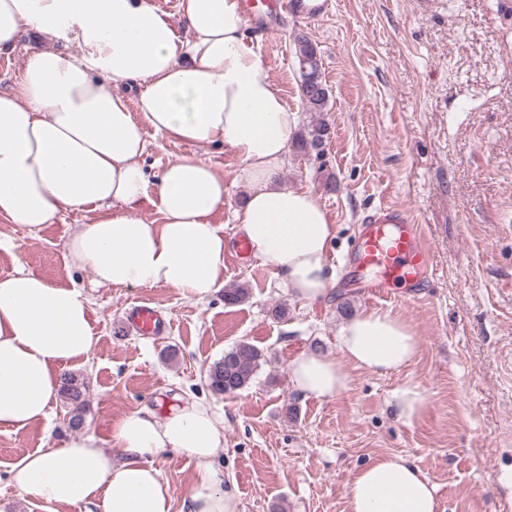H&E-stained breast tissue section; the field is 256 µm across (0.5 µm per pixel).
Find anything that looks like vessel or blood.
Instances as JSON below:
<instances>
[{
	"label": "vessel or blood",
	"instance_id": "vessel-or-blood-1",
	"mask_svg": "<svg viewBox=\"0 0 512 512\" xmlns=\"http://www.w3.org/2000/svg\"><path fill=\"white\" fill-rule=\"evenodd\" d=\"M331 10V0H244L243 19L248 24L268 28L282 14L318 20ZM348 263L372 271V278L363 285L367 296L390 298L392 285L401 282L417 298L429 286L432 256L411 210L393 204L379 206L366 216ZM164 324L160 311L148 305L132 307L126 317L128 329L140 335L156 334Z\"/></svg>",
	"mask_w": 512,
	"mask_h": 512
}]
</instances>
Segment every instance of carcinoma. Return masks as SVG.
<instances>
[{
  "instance_id": "1",
  "label": "carcinoma",
  "mask_w": 512,
  "mask_h": 512,
  "mask_svg": "<svg viewBox=\"0 0 512 512\" xmlns=\"http://www.w3.org/2000/svg\"><path fill=\"white\" fill-rule=\"evenodd\" d=\"M293 51L299 74L300 98L305 111L310 113L309 123L295 134L294 148L303 155L319 154L331 136V126L325 119L330 91L323 79L317 45L306 34L298 33L293 39ZM263 362L265 353L262 349L245 341L240 342L210 365L208 385L218 395L236 394L251 385ZM85 393L83 375L74 372L64 375L60 396L69 408V426L73 429L85 423Z\"/></svg>"
}]
</instances>
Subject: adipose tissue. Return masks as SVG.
I'll use <instances>...</instances> for the list:
<instances>
[{
	"label": "adipose tissue",
	"instance_id": "1",
	"mask_svg": "<svg viewBox=\"0 0 512 512\" xmlns=\"http://www.w3.org/2000/svg\"><path fill=\"white\" fill-rule=\"evenodd\" d=\"M187 36L178 38L153 0H0V51L23 30L73 38L80 57L47 49L28 59L14 91L0 94V222L37 232L63 212L112 205L110 217L82 225L68 244L73 263L99 286H164L207 301L224 285L227 248L213 224L224 179L197 155L169 164L157 185L161 223L135 214L146 192L140 160L146 129L204 148L223 144L241 162L247 197L232 220L252 254L276 270L294 298H327L336 269L327 258L336 228L313 192L277 185L297 124L261 55L247 37L239 0H180ZM137 87L132 113L116 84ZM96 338L90 301L26 268L0 278V430L46 418L61 376L83 364ZM343 360L311 352L289 367L308 397L346 391V364L379 375L410 365L411 325L365 311L340 331ZM113 450L75 433L20 457L10 480L25 499L101 512H172L173 495L155 465L167 453L195 460L192 512H231L234 492L211 460L224 433L211 407L180 405L166 417L142 408L111 429ZM346 512H439L436 490L407 459L384 455L349 483Z\"/></svg>",
	"mask_w": 512,
	"mask_h": 512
}]
</instances>
